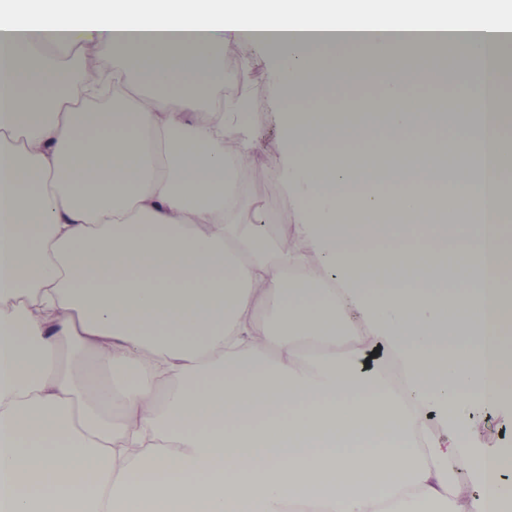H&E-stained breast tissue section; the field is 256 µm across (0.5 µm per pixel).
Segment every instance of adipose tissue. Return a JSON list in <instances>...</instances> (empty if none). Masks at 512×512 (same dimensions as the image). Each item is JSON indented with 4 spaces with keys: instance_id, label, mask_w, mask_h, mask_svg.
<instances>
[{
    "instance_id": "adipose-tissue-1",
    "label": "adipose tissue",
    "mask_w": 512,
    "mask_h": 512,
    "mask_svg": "<svg viewBox=\"0 0 512 512\" xmlns=\"http://www.w3.org/2000/svg\"><path fill=\"white\" fill-rule=\"evenodd\" d=\"M443 15L463 32L445 45L468 62L471 131L427 142L405 133L433 108L404 103L422 70L381 64L443 44L381 32ZM511 29L504 0H0V512L511 504V483L485 497L455 477L483 484L512 461V448L464 441L462 409L512 414V344L498 334L512 259L490 252L487 227L504 218L486 204L512 174V140L483 112L485 97L512 96ZM258 46L294 102L285 184L299 248L270 256L248 253L259 235L233 221L224 142L253 156L249 121L233 103L203 106L223 97L214 52ZM164 56L177 66H155ZM353 63L380 85L373 140L362 120L298 106ZM451 152L457 248L425 221L433 181L380 193L371 162L429 171ZM409 223L413 244L370 245L374 229ZM355 321L363 335L337 345ZM378 344L388 362L365 367ZM391 363L406 378L396 392ZM74 471L85 488L67 482Z\"/></svg>"
}]
</instances>
